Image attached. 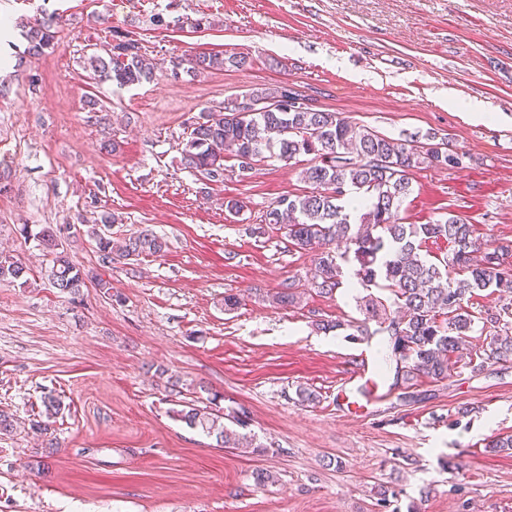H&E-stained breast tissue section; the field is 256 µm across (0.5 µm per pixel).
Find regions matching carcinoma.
Wrapping results in <instances>:
<instances>
[{"instance_id":"obj_1","label":"carcinoma","mask_w":512,"mask_h":512,"mask_svg":"<svg viewBox=\"0 0 512 512\" xmlns=\"http://www.w3.org/2000/svg\"><path fill=\"white\" fill-rule=\"evenodd\" d=\"M51 23L33 27L28 52L40 54L53 46ZM106 56L93 55L89 67L100 80L119 86L148 82L154 75V63L140 40L114 30L105 49ZM242 67L244 57L224 59L222 54H200L174 64L177 70L202 73L224 69L225 62ZM189 136L181 151L182 166L199 172L211 183L224 181V158L231 154L238 176L245 179L260 163L277 160L289 163L300 155L310 156V165L302 170V180L311 189L285 196L268 206L263 224H282L288 240L298 250L321 249L316 264L314 287L317 293L331 297L342 287V268L338 260L354 254L359 264L355 276L363 288L386 281L399 315L393 317L389 306L377 296L365 299L367 318L382 324L388 333L395 368L393 386L404 389L402 398H414L412 388L426 379L439 383L448 378V360L466 345L474 331L475 315L469 310L475 291L494 288L512 290V264L503 263L512 256L509 246L493 249L474 235L473 225L456 216L443 217L431 224H406L400 211L411 192V174L423 167L458 168L465 156L451 151L448 143L416 144L414 139H394L370 129L356 132L336 112L307 105H290L270 110L246 112L236 108L204 110L187 121ZM352 191L351 203L366 204L363 225L353 228L338 201ZM106 230L87 233L93 239L97 262L107 268L106 260L117 253L124 258L149 256L163 252L166 241L149 229L124 238H112L115 217L100 215ZM40 245L52 255L47 279L63 294L76 297L85 286L88 274L61 248V229L50 226L36 233ZM444 240L450 255L437 264L424 259L420 251L429 241ZM344 246L334 253L329 245ZM27 273V267L9 256L0 255V282H15ZM299 295L295 282L285 281L267 300L280 306H292ZM480 332L487 333V358L512 361V303L503 304L495 313L480 317ZM177 416L193 427H200L224 443L238 448L252 446L244 436L232 438L224 430L219 415L188 406Z\"/></svg>"}]
</instances>
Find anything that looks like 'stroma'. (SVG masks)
I'll return each mask as SVG.
<instances>
[{"mask_svg": "<svg viewBox=\"0 0 512 512\" xmlns=\"http://www.w3.org/2000/svg\"><path fill=\"white\" fill-rule=\"evenodd\" d=\"M0 15V253L28 268L26 283H0V409L16 421L0 435V512H512V450L488 447L512 432V363L475 374L462 360L420 384L419 401L401 399L388 338L364 320L357 262L322 297L316 253L277 225L250 232L307 191V156L246 179L229 157L208 185L181 164L188 117L288 85L355 127L447 139L464 166L413 171L405 223L454 214L480 241L512 243V0H0ZM53 15V48L28 54V27ZM199 18L207 28H191ZM113 29L140 40L153 80L89 79ZM202 52L248 63L173 76L175 58ZM452 93L498 121L449 110ZM105 211L114 237L148 228L167 251L103 269L94 242L68 238L112 295L91 281L59 293L35 233ZM286 280L298 303L272 306ZM318 318L343 326L320 332ZM349 321L371 337L349 338ZM365 358L387 392L355 413L336 394ZM50 394L63 403L53 418ZM189 404L246 412L257 451L187 425Z\"/></svg>", "mask_w": 512, "mask_h": 512, "instance_id": "35a3bbf8", "label": "stroma"}]
</instances>
